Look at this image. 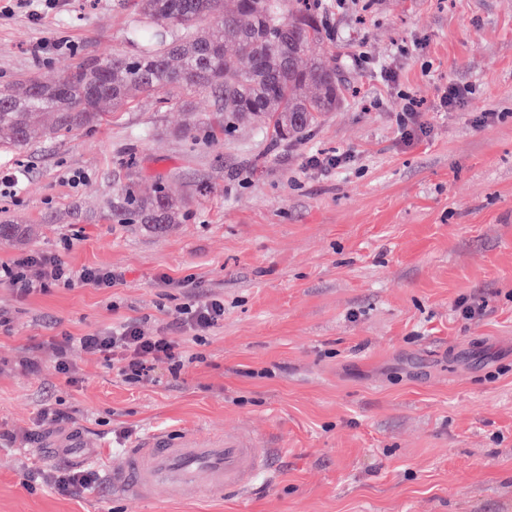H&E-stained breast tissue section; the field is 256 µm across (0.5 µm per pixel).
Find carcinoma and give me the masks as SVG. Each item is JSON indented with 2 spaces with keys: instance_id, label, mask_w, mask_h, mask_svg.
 I'll list each match as a JSON object with an SVG mask.
<instances>
[{
  "instance_id": "carcinoma-1",
  "label": "carcinoma",
  "mask_w": 512,
  "mask_h": 512,
  "mask_svg": "<svg viewBox=\"0 0 512 512\" xmlns=\"http://www.w3.org/2000/svg\"><path fill=\"white\" fill-rule=\"evenodd\" d=\"M293 0H137L145 25L130 29L139 52L108 55L107 70L92 56L70 82L22 80L0 86V131L20 147L69 133L118 109L135 95L208 94V123L224 132L253 125L278 141H300L341 96L336 69L309 54L322 25ZM122 198L142 224L161 231L181 223L183 203L167 187L142 195L131 186ZM27 226L5 221L0 240H21Z\"/></svg>"
}]
</instances>
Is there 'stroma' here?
I'll list each match as a JSON object with an SVG mask.
<instances>
[{
	"label": "stroma",
	"instance_id": "35a3bbf8",
	"mask_svg": "<svg viewBox=\"0 0 512 512\" xmlns=\"http://www.w3.org/2000/svg\"><path fill=\"white\" fill-rule=\"evenodd\" d=\"M0 84L52 81L105 51L135 54L134 0H60L6 9ZM342 101L299 142L253 128L179 129L208 95H137L94 126L17 150L0 139V266L25 253L122 275L110 288L57 283L18 297L0 284V512H512V0H318ZM395 73L392 82L382 67ZM470 86L457 110L447 83ZM427 135L405 137L403 94ZM494 120L477 123L480 113ZM347 152L328 174L307 153ZM166 183L185 201L159 232L127 222V184ZM484 303L465 321L461 298ZM218 298L224 320L196 341L184 304ZM135 319L191 359L123 381L78 337ZM66 345L75 380L56 370ZM37 370H30L28 359ZM51 407L72 424L28 435ZM228 430L265 438L273 480L241 498L136 501L94 488L28 491L58 458L119 468L131 431Z\"/></svg>",
	"mask_w": 512,
	"mask_h": 512
}]
</instances>
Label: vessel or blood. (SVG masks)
<instances>
[{
	"label": "vessel or blood",
	"instance_id": "vessel-or-blood-1",
	"mask_svg": "<svg viewBox=\"0 0 512 512\" xmlns=\"http://www.w3.org/2000/svg\"><path fill=\"white\" fill-rule=\"evenodd\" d=\"M271 456L256 438L194 431L158 432L136 441L122 469L109 472L113 494L136 499L233 497L267 474Z\"/></svg>",
	"mask_w": 512,
	"mask_h": 512
}]
</instances>
